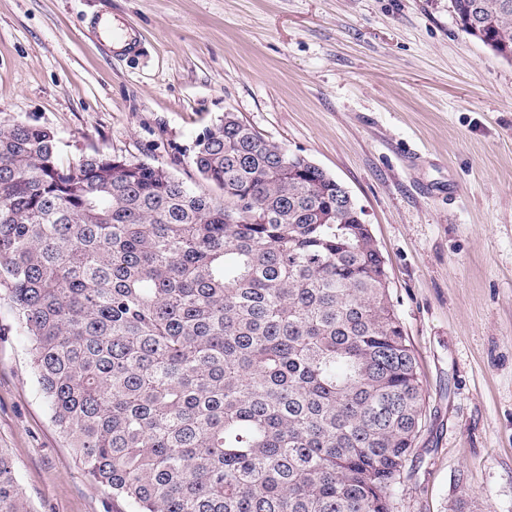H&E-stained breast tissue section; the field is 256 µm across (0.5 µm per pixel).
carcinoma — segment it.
Listing matches in <instances>:
<instances>
[{
  "label": "carcinoma",
  "instance_id": "1",
  "mask_svg": "<svg viewBox=\"0 0 512 512\" xmlns=\"http://www.w3.org/2000/svg\"><path fill=\"white\" fill-rule=\"evenodd\" d=\"M512 61V0H448ZM192 160L63 164L0 127V288L85 472L129 512H392L417 362L363 209L224 113ZM0 512H31L0 448Z\"/></svg>",
  "mask_w": 512,
  "mask_h": 512
}]
</instances>
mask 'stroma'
I'll return each mask as SVG.
<instances>
[{
  "label": "stroma",
  "instance_id": "35a3bbf8",
  "mask_svg": "<svg viewBox=\"0 0 512 512\" xmlns=\"http://www.w3.org/2000/svg\"><path fill=\"white\" fill-rule=\"evenodd\" d=\"M227 112L346 186L385 259L425 398L393 512H512V62L448 0H0V126L51 129L62 160L211 194L190 149ZM0 448L32 512H128L54 424L1 292Z\"/></svg>",
  "mask_w": 512,
  "mask_h": 512
}]
</instances>
